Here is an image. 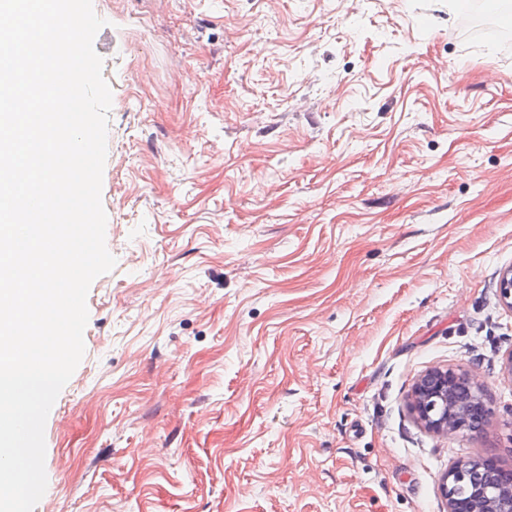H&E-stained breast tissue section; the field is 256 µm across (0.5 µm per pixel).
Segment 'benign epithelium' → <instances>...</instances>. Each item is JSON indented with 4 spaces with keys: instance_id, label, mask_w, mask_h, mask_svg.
Masks as SVG:
<instances>
[{
    "instance_id": "1",
    "label": "benign epithelium",
    "mask_w": 512,
    "mask_h": 512,
    "mask_svg": "<svg viewBox=\"0 0 512 512\" xmlns=\"http://www.w3.org/2000/svg\"><path fill=\"white\" fill-rule=\"evenodd\" d=\"M502 303L512 309V268L505 270L499 283ZM462 380L470 384L476 392V405L486 408L482 382L470 373H458L450 368L426 371L413 384L409 409L415 420L426 430L445 436H458L467 433L468 420L457 409L453 400V386ZM472 466L470 461H459L439 479L440 490L447 501L448 512H512V488L491 495L483 488L475 489L468 505L462 507L449 492L452 477L464 478Z\"/></svg>"
}]
</instances>
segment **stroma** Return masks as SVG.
Listing matches in <instances>:
<instances>
[{
  "label": "stroma",
  "mask_w": 512,
  "mask_h": 512,
  "mask_svg": "<svg viewBox=\"0 0 512 512\" xmlns=\"http://www.w3.org/2000/svg\"><path fill=\"white\" fill-rule=\"evenodd\" d=\"M114 268L34 512H446L512 469V45L448 0H92ZM472 372L442 436L415 379ZM458 380L470 384L476 392V405L487 410L483 384L476 375L450 368L428 370L414 382L409 399L410 412L424 429L445 436L468 433L467 417L453 400V386Z\"/></svg>",
  "instance_id": "stroma-1"
}]
</instances>
